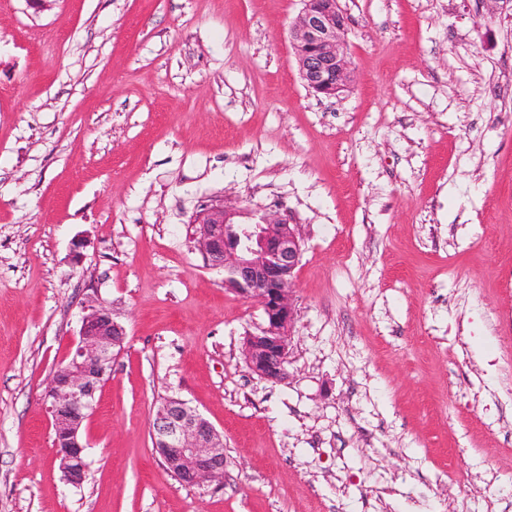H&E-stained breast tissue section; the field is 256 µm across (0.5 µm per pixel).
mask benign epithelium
Here are the masks:
<instances>
[{
	"label": "benign epithelium",
	"instance_id": "obj_1",
	"mask_svg": "<svg viewBox=\"0 0 512 512\" xmlns=\"http://www.w3.org/2000/svg\"><path fill=\"white\" fill-rule=\"evenodd\" d=\"M346 27L339 0H303L291 39L301 79L312 91L337 97L349 88ZM243 215L224 202L201 207L191 221L194 242L208 266L224 270L226 290L260 304L264 324L244 337L243 355L251 372L276 382L285 375L297 316L292 292L302 242L295 226L275 214L238 222ZM78 336L42 394L55 457L63 480L73 487L81 486L87 473L83 423L112 373V360L123 349L127 331L109 310L92 307L82 318ZM152 439L166 469L183 485L201 487L224 478L223 435L184 400L170 397L162 402L152 423Z\"/></svg>",
	"mask_w": 512,
	"mask_h": 512
}]
</instances>
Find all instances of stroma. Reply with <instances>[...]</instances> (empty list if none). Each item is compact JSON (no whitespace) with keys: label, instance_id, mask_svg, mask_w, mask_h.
<instances>
[{"label":"stroma","instance_id":"obj_1","mask_svg":"<svg viewBox=\"0 0 512 512\" xmlns=\"http://www.w3.org/2000/svg\"><path fill=\"white\" fill-rule=\"evenodd\" d=\"M339 4L327 97L302 0H0V512H512V9ZM212 200L303 240L281 381L194 248ZM91 305L127 339L75 488L41 395ZM166 396L223 481L155 454ZM302 1L304 6L291 27L301 79L308 89L337 97L352 81L343 38L347 17L338 0ZM154 450L166 469L183 485L201 487L224 478V439L187 403L170 397L152 423Z\"/></svg>","mask_w":512,"mask_h":512}]
</instances>
